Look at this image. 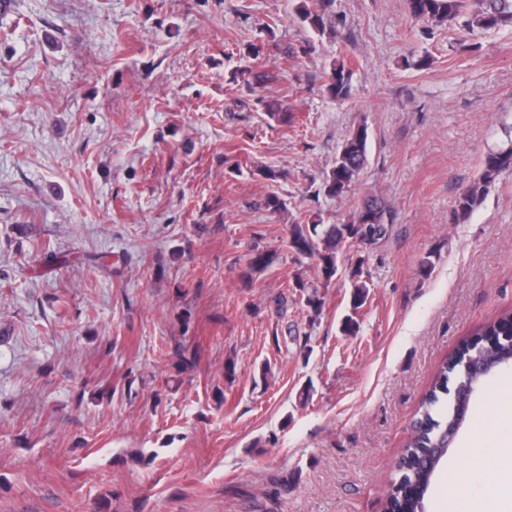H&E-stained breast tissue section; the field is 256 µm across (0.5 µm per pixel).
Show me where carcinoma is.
<instances>
[{
    "label": "carcinoma",
    "mask_w": 512,
    "mask_h": 512,
    "mask_svg": "<svg viewBox=\"0 0 512 512\" xmlns=\"http://www.w3.org/2000/svg\"><path fill=\"white\" fill-rule=\"evenodd\" d=\"M330 0H318L320 10H300L303 23L319 35L325 34L323 14ZM409 15L436 26H457L463 31H488L512 24V0H406ZM350 67L344 62L333 63L328 76V95L342 101L350 96ZM367 130L360 126L343 143L336 166L326 179L327 193L345 195L355 176L367 161ZM512 169V144L489 152L483 159L481 170L470 184L462 189L457 201V216L467 219L495 186L498 177ZM392 224L387 203L368 196L353 209L345 224H293L288 247L297 255L316 265L321 277L327 281L338 272L337 253L346 244L372 245L384 239ZM249 278L274 262V254L255 246L245 255ZM352 290L350 308H361L368 296L363 279L362 264L350 270ZM477 336H488L495 341L494 349L477 348L469 358L482 360V373L476 375L464 368V357L454 352L441 365L431 387L425 394L413 430L401 456V469L383 503L384 512H424L425 495L437 465H426V459L438 448L448 444L441 440L446 427L454 430L466 421L468 405H457L455 393L464 387H479L500 367L512 363V314L483 325Z\"/></svg>",
    "instance_id": "carcinoma-1"
}]
</instances>
